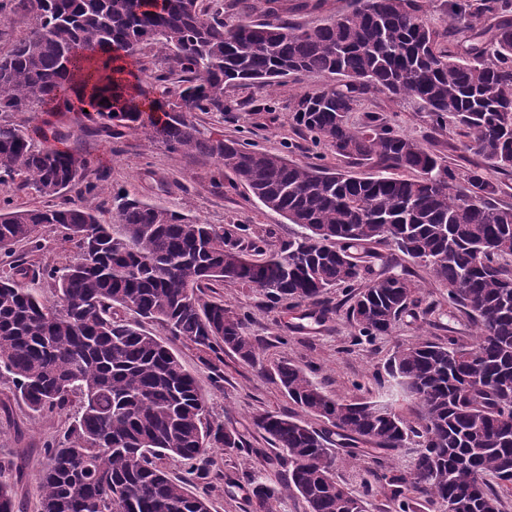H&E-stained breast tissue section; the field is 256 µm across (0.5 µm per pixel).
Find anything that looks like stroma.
Masks as SVG:
<instances>
[{"instance_id": "obj_1", "label": "stroma", "mask_w": 512, "mask_h": 512, "mask_svg": "<svg viewBox=\"0 0 512 512\" xmlns=\"http://www.w3.org/2000/svg\"><path fill=\"white\" fill-rule=\"evenodd\" d=\"M352 0H280L283 20L317 23L345 13ZM325 82L319 75H306L270 90L255 86L229 89L230 105L225 112H196L192 121L254 146L279 154L298 163H316L331 170H341L356 177L383 172L378 160L356 161L336 155L324 145L314 144L294 120L293 101L301 91L316 89ZM378 116L382 125L416 138L424 147L447 160L460 171L483 166V158L464 147L465 139L453 122L433 126L427 112L418 103L402 100L387 92L368 91L348 115L350 126L358 128L369 116ZM48 130L68 132L71 144L77 145L94 162L87 180L98 183L96 203L100 219L112 220V193L128 190L141 200L160 207L224 226L244 224L253 238H260L277 248L287 241L294 225L279 213L253 199L244 185H231L228 172L216 162L198 154L169 151L139 131L119 128L107 137L85 133L88 121L81 113L68 112L47 118ZM19 259L33 265L61 266L73 261L77 250L60 233L43 232L40 249L22 246ZM213 298L246 312L248 334L260 350L256 364H248L231 353H223L222 381H214L209 357L186 340L170 341L184 369L193 374L204 395L210 418L223 422L243 435L245 452L214 449L212 485L208 490L211 512H252L246 491L250 475L281 474L278 452L256 429L253 419L269 411L293 414L297 408L289 400L274 374L275 364L291 359L306 367L323 390L348 400L378 397L390 378L388 363L397 349L416 342L420 336L444 337L456 331L464 342H473L474 326L447 317L426 325L423 318L405 317L390 335L372 341H354L347 318V307L340 290H332L335 308L329 321L317 323L304 315V307L269 306L258 295L246 296L234 285L213 289ZM72 414L38 415L32 413L14 395L7 377H0V458L14 460L16 470L0 475L11 485L15 512H40L38 476L49 460L45 445L64 431Z\"/></svg>"}]
</instances>
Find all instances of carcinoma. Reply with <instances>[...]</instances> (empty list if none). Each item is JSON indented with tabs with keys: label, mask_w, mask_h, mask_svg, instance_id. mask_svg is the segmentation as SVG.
Returning <instances> with one entry per match:
<instances>
[{
	"label": "carcinoma",
	"mask_w": 512,
	"mask_h": 512,
	"mask_svg": "<svg viewBox=\"0 0 512 512\" xmlns=\"http://www.w3.org/2000/svg\"><path fill=\"white\" fill-rule=\"evenodd\" d=\"M276 0L264 18L225 19L224 0H24L27 36L0 55V112H86L143 129L172 152L215 160L266 208L298 232L275 249L247 241L243 224L220 229L112 193V223L89 201L91 160L67 146H37L0 124V184L54 196L83 184L80 203L48 209L0 207V371L15 395L41 415L77 417L45 447L38 478L41 512H210L190 490L211 479V449L241 452L245 442L207 419V404L176 354L146 325L164 326L201 352L228 350L254 363L248 315L204 289L229 283L272 305H307L319 322L342 290L358 335L390 334L406 316L436 311L405 273H390L401 253L448 290V308L477 327L458 336L420 339L398 350L388 371L415 419L390 398L353 401L326 394L300 364L274 367L299 415L255 418L285 480L250 476L253 512H279L298 495L307 512H368V502L337 475L368 452L413 449L402 469L365 467L395 512L426 503L443 512H506L512 494V208L494 202L491 173L512 169V23L480 25L504 12L501 0L476 11L456 6L458 48L442 46L424 0H355L354 9L313 25L288 23ZM162 63V96L141 85L140 55ZM321 75L325 86L293 103L299 126L338 156L377 158L414 171L358 178L250 149L200 130L192 112L227 109L237 85H280ZM376 88L422 105L436 126L453 117L466 147L486 166L458 172L416 140L373 116L348 124L359 95ZM54 229L74 242L75 261L32 268L14 247L41 246ZM52 283L39 299L27 279ZM130 311L128 320L120 311ZM322 423L315 428L305 417ZM177 457L187 477L172 479L157 460Z\"/></svg>",
	"instance_id": "cac0c4a2"
}]
</instances>
